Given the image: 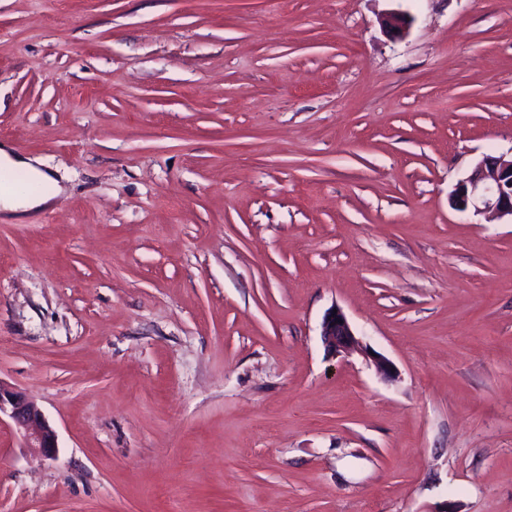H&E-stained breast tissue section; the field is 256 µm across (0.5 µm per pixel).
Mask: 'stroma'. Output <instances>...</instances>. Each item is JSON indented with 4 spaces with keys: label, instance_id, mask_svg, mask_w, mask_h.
Here are the masks:
<instances>
[{
    "label": "stroma",
    "instance_id": "stroma-1",
    "mask_svg": "<svg viewBox=\"0 0 512 512\" xmlns=\"http://www.w3.org/2000/svg\"><path fill=\"white\" fill-rule=\"evenodd\" d=\"M0 143V512H512V0H0ZM40 162L37 159L25 158L21 155L16 154L12 148L8 145L3 144L0 146V170L2 169L14 171V170H25L31 177L38 180L54 182L52 177L39 168ZM451 196L459 212L492 214L512 221V151L510 157L504 153L483 156ZM61 189L57 187L53 194L43 196L17 195L13 191L0 194V213L6 222H23L30 213L40 207L53 205ZM320 336L327 351L335 356L350 352L358 345V339L346 315L336 307L325 314ZM9 418L22 432L25 447L45 459L58 456L57 435L39 407L22 391L0 382V421Z\"/></svg>",
    "mask_w": 512,
    "mask_h": 512
}]
</instances>
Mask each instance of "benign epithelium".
<instances>
[{"instance_id": "7a95c632", "label": "benign epithelium", "mask_w": 512, "mask_h": 512, "mask_svg": "<svg viewBox=\"0 0 512 512\" xmlns=\"http://www.w3.org/2000/svg\"><path fill=\"white\" fill-rule=\"evenodd\" d=\"M452 202L459 212L512 219V156L504 153L483 156L469 175L456 185ZM321 339L327 351L335 356L358 345L351 324L339 308L334 313L325 314ZM5 417L23 432L25 447L46 459L57 458L56 431L39 407L26 393L0 383V421Z\"/></svg>"}]
</instances>
